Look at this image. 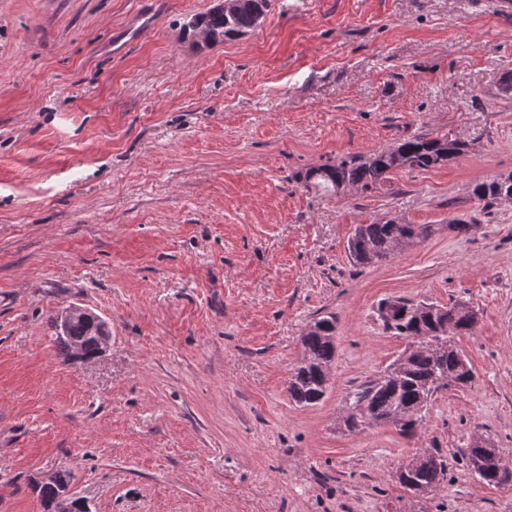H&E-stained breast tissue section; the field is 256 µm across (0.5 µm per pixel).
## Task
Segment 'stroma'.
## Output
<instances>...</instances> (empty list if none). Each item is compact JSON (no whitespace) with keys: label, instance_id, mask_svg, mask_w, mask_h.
<instances>
[{"label":"stroma","instance_id":"stroma-1","mask_svg":"<svg viewBox=\"0 0 512 512\" xmlns=\"http://www.w3.org/2000/svg\"><path fill=\"white\" fill-rule=\"evenodd\" d=\"M218 2L0 0V512H44L60 468L91 512H512L464 459L477 433L512 458V202L470 195L512 174V5L272 0L207 45L184 25ZM412 135L468 149L370 191L303 179ZM388 218L434 231L354 265L355 226ZM388 298L478 315L472 386L416 438L338 426L405 348ZM71 304L110 326L95 360L55 339ZM329 313V389L300 407L289 371ZM434 446L447 480L411 495L398 468Z\"/></svg>","mask_w":512,"mask_h":512}]
</instances>
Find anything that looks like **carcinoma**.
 <instances>
[{"mask_svg": "<svg viewBox=\"0 0 512 512\" xmlns=\"http://www.w3.org/2000/svg\"><path fill=\"white\" fill-rule=\"evenodd\" d=\"M271 0H240L233 12H224L218 6L205 13L192 16L186 23L190 32L204 29L206 43L233 39L257 28L269 11ZM465 151V145L448 137L428 135L408 137L396 147L369 158L346 156L333 165L311 169L304 180L326 193L341 194L346 187L368 190L400 169H429L456 160ZM495 181L474 185L472 195L485 207L497 203L493 192ZM432 233L429 224H403L393 219L374 221L356 226L347 249L357 265L371 264L388 258L393 253V243L399 238L411 241L424 239ZM476 320L461 304L441 307L436 320L418 322L402 314L384 329L397 337L409 339L421 336L427 345L411 354L402 366L391 372L389 380L368 379L344 396L343 418L351 421L360 432L380 425L393 424V418L402 410L427 409L431 397L440 390L438 381L456 378L461 387L468 388L474 381L472 367L454 342V337L472 333ZM97 324L92 320L71 323L66 334H56L58 342L67 353L73 346L83 347L87 357L94 358L99 351L96 339ZM302 361L290 373L288 394L304 407L319 404L326 396L329 378L326 370L333 367L336 356V321L323 316L311 324L300 338ZM467 467L488 485L512 481V468L508 467L500 450L485 439L473 443L466 453ZM448 472V455L437 448L417 456L413 470L416 484L432 491L439 487ZM69 482L57 472L35 486L44 512H74V503L65 498Z\"/></svg>", "mask_w": 512, "mask_h": 512, "instance_id": "cac0c4a2", "label": "carcinoma"}]
</instances>
